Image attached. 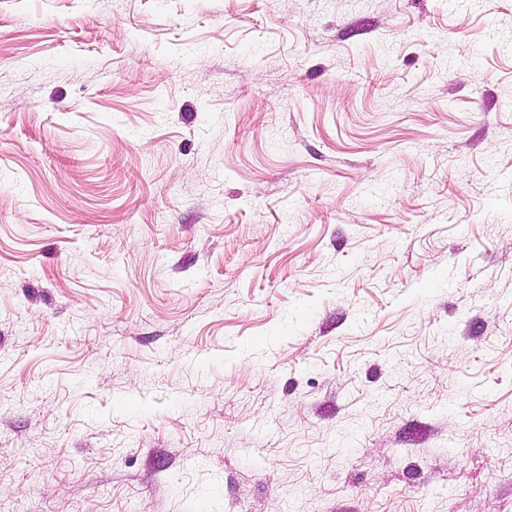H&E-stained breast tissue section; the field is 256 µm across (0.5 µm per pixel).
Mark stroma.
I'll return each instance as SVG.
<instances>
[{
  "instance_id": "35a3bbf8",
  "label": "stroma",
  "mask_w": 512,
  "mask_h": 512,
  "mask_svg": "<svg viewBox=\"0 0 512 512\" xmlns=\"http://www.w3.org/2000/svg\"><path fill=\"white\" fill-rule=\"evenodd\" d=\"M0 512H512V0H0Z\"/></svg>"
}]
</instances>
